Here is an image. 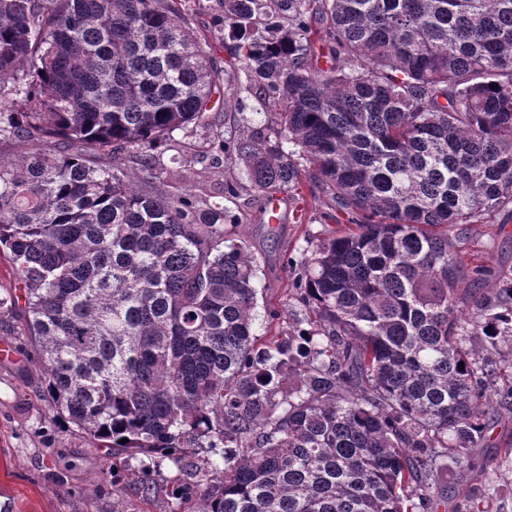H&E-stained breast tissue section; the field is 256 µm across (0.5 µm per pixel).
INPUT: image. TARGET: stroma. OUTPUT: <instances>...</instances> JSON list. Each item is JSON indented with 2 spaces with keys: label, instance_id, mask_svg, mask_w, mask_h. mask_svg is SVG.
Returning a JSON list of instances; mask_svg holds the SVG:
<instances>
[{
  "label": "stroma",
  "instance_id": "35a3bbf8",
  "mask_svg": "<svg viewBox=\"0 0 512 512\" xmlns=\"http://www.w3.org/2000/svg\"><path fill=\"white\" fill-rule=\"evenodd\" d=\"M208 141L209 132L201 127L188 135L175 134L160 159L170 172L168 183L191 189L200 198L218 192L225 181L240 184L236 204L241 220L225 225L224 231L247 240L260 260L259 308L280 306L288 285L283 261L303 246L305 231L322 230L326 207L319 195H307L300 205L284 193L280 222L267 225L264 201L251 190L242 167L202 174ZM468 237L470 249L488 264L512 267V221L469 225ZM2 344L14 354L0 356V512H164L166 487L144 500L135 477L113 470L92 441L54 421L40 394L42 366L31 338L1 325ZM495 435L496 447L483 451L488 478L449 469V494L458 501L478 486L486 512H512V422L496 428ZM116 484L122 487V496L113 495Z\"/></svg>",
  "mask_w": 512,
  "mask_h": 512
}]
</instances>
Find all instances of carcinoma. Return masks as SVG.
Listing matches in <instances>:
<instances>
[{
	"label": "carcinoma",
	"mask_w": 512,
	"mask_h": 512,
	"mask_svg": "<svg viewBox=\"0 0 512 512\" xmlns=\"http://www.w3.org/2000/svg\"><path fill=\"white\" fill-rule=\"evenodd\" d=\"M185 3L0 0V143L26 147L0 319L143 497L168 471L167 512H448V463L487 476L512 411V269L465 262L468 225L512 218V0H211L213 42ZM222 84L274 120L224 137ZM197 127L210 166L268 202L313 179L343 221L287 258L263 335L238 187L161 189Z\"/></svg>",
	"instance_id": "1"
}]
</instances>
